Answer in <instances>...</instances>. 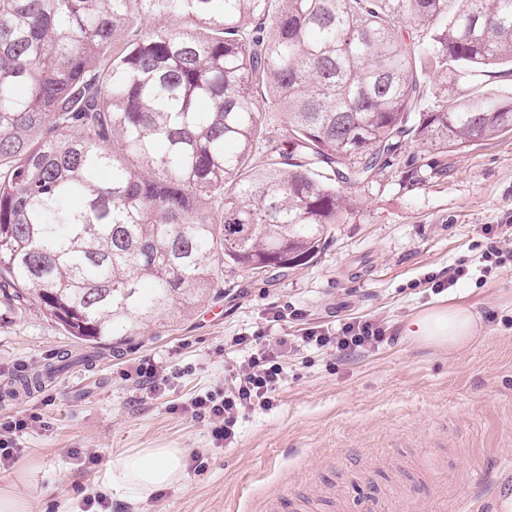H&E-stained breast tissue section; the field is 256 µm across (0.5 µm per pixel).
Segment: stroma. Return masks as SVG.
I'll use <instances>...</instances> for the list:
<instances>
[{"mask_svg": "<svg viewBox=\"0 0 512 512\" xmlns=\"http://www.w3.org/2000/svg\"><path fill=\"white\" fill-rule=\"evenodd\" d=\"M352 193L358 211L334 225L312 263L285 276L225 268L223 293L191 315L152 322L34 395L8 389L78 345L37 306L0 313V420L28 411L45 421L24 435L0 484L28 469L36 512H81L84 498L106 492L112 455L183 448L203 454L205 469L147 502L113 500L112 512H257L285 487L304 512H345L362 491L386 497L391 512L413 501L423 512H495L471 476L495 481L512 461V259L440 294L424 279L462 259L477 264L482 227L512 224V133L443 155L407 145ZM284 306L302 319L273 321ZM454 306L477 316L473 343L448 349L400 335L404 321ZM355 317L382 319L397 342L339 361L313 347L289 354L272 406L240 421L232 447H215L204 423L170 412L222 386L246 355L236 337L299 336ZM145 360L178 371L164 394L127 380Z\"/></svg>", "mask_w": 512, "mask_h": 512, "instance_id": "obj_1", "label": "stroma"}]
</instances>
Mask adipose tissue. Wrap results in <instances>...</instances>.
I'll use <instances>...</instances> for the list:
<instances>
[{
  "instance_id": "1",
  "label": "adipose tissue",
  "mask_w": 512,
  "mask_h": 512,
  "mask_svg": "<svg viewBox=\"0 0 512 512\" xmlns=\"http://www.w3.org/2000/svg\"><path fill=\"white\" fill-rule=\"evenodd\" d=\"M405 336L451 349L476 339L474 315L465 308H440L406 321ZM185 472V451L181 448H137L112 456L105 479L113 495L133 504L148 501L160 489L181 482Z\"/></svg>"
}]
</instances>
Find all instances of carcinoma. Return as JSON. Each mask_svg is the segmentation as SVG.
Here are the masks:
<instances>
[{
  "label": "carcinoma",
  "instance_id": "1",
  "mask_svg": "<svg viewBox=\"0 0 512 512\" xmlns=\"http://www.w3.org/2000/svg\"><path fill=\"white\" fill-rule=\"evenodd\" d=\"M504 67L512 0H0V305L80 362L304 266L407 143L512 132Z\"/></svg>",
  "mask_w": 512,
  "mask_h": 512
}]
</instances>
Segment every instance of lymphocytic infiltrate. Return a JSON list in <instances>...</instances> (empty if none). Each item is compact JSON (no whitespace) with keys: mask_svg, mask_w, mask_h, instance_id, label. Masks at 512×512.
Listing matches in <instances>:
<instances>
[{"mask_svg":"<svg viewBox=\"0 0 512 512\" xmlns=\"http://www.w3.org/2000/svg\"><path fill=\"white\" fill-rule=\"evenodd\" d=\"M392 339L388 327L378 319H355L337 327H311L298 342L285 336L271 343L260 334L237 337V344L252 346V353L232 368L222 388L196 396L186 410L192 418L209 425L215 445H229L234 442L238 422L247 411L272 405V395L283 380V360L297 343L345 358L378 349ZM40 422L36 414H21L0 422L1 469L12 466L20 452V438Z\"/></svg>","mask_w":512,"mask_h":512,"instance_id":"obj_1","label":"lymphocytic infiltrate"}]
</instances>
